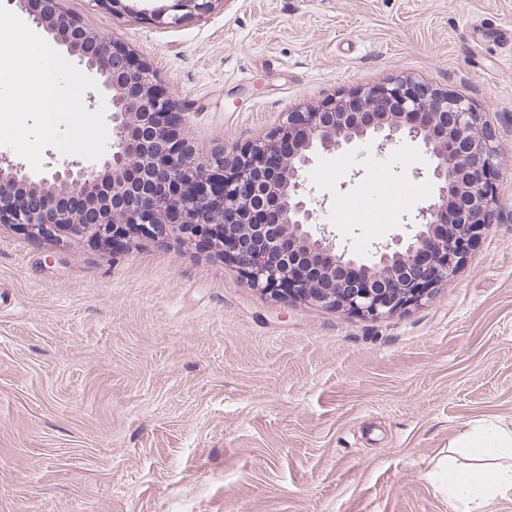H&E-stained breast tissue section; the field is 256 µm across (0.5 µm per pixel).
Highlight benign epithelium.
Instances as JSON below:
<instances>
[{"label": "benign epithelium", "instance_id": "benign-epithelium-1", "mask_svg": "<svg viewBox=\"0 0 512 512\" xmlns=\"http://www.w3.org/2000/svg\"><path fill=\"white\" fill-rule=\"evenodd\" d=\"M216 0H169L159 19L179 24ZM36 27L99 76L112 141L103 156L64 160L35 177L0 166V223L62 246L84 241L102 250L148 238L195 246L236 268L276 301H294L383 319L419 304L454 278L502 207L492 178L497 151L469 101L411 78L341 95L290 112L270 134L229 160L195 161L183 137L187 113L151 69L124 47L87 30L59 0H31ZM125 66L112 70V59ZM396 139L431 159L435 192L408 233L373 245L360 258L317 222L306 187L311 155H341L359 141Z\"/></svg>", "mask_w": 512, "mask_h": 512}]
</instances>
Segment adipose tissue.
Instances as JSON below:
<instances>
[{"instance_id": "adipose-tissue-1", "label": "adipose tissue", "mask_w": 512, "mask_h": 512, "mask_svg": "<svg viewBox=\"0 0 512 512\" xmlns=\"http://www.w3.org/2000/svg\"><path fill=\"white\" fill-rule=\"evenodd\" d=\"M456 443L477 459V466L461 468L443 457L427 477L447 497L451 512H490L498 496L512 491V428L487 422Z\"/></svg>"}]
</instances>
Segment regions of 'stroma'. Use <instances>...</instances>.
<instances>
[{
  "instance_id": "obj_1",
  "label": "stroma",
  "mask_w": 512,
  "mask_h": 512,
  "mask_svg": "<svg viewBox=\"0 0 512 512\" xmlns=\"http://www.w3.org/2000/svg\"><path fill=\"white\" fill-rule=\"evenodd\" d=\"M165 0L63 12L126 44L190 114L197 161L284 113L404 78L482 113L503 205L448 285L383 320L276 301L201 248L60 246L0 224V512H450L426 473L460 433L512 426V0ZM360 254L434 193L410 143L307 171ZM384 224H340L344 202ZM171 4L155 15L158 19L166 18L168 24H179L189 18L205 15L215 0H166Z\"/></svg>"
}]
</instances>
